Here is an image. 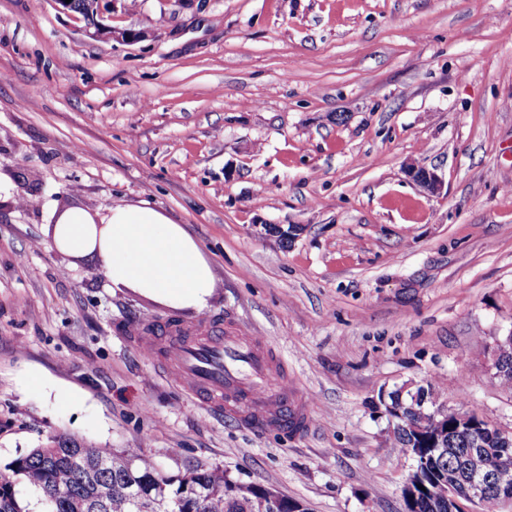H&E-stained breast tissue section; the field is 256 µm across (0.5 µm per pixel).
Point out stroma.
Returning <instances> with one entry per match:
<instances>
[{
  "mask_svg": "<svg viewBox=\"0 0 512 512\" xmlns=\"http://www.w3.org/2000/svg\"><path fill=\"white\" fill-rule=\"evenodd\" d=\"M118 201L195 238L207 316L286 361L308 429L204 409L143 355L131 326L197 313L54 244L57 215ZM511 333L512 0H112L95 22L0 0V468L68 435L405 512L381 395L428 386L512 431Z\"/></svg>",
  "mask_w": 512,
  "mask_h": 512,
  "instance_id": "obj_1",
  "label": "stroma"
}]
</instances>
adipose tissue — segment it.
I'll return each mask as SVG.
<instances>
[{
	"label": "adipose tissue",
	"instance_id": "obj_1",
	"mask_svg": "<svg viewBox=\"0 0 512 512\" xmlns=\"http://www.w3.org/2000/svg\"><path fill=\"white\" fill-rule=\"evenodd\" d=\"M54 243L73 255H94L115 288L199 313L210 304L209 261L182 225L154 207L113 203L101 225L86 212H67L55 226Z\"/></svg>",
	"mask_w": 512,
	"mask_h": 512
}]
</instances>
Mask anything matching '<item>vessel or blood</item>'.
<instances>
[{
	"mask_svg": "<svg viewBox=\"0 0 512 512\" xmlns=\"http://www.w3.org/2000/svg\"><path fill=\"white\" fill-rule=\"evenodd\" d=\"M163 331L158 338L143 326L131 329L144 353L165 357L169 379L202 403L224 407L259 428L296 432L309 425L304 400L273 382L286 376L284 365L257 338L239 335L213 317L189 325L167 324Z\"/></svg>",
	"mask_w": 512,
	"mask_h": 512,
	"instance_id": "vessel-or-blood-1",
	"label": "vessel or blood"
}]
</instances>
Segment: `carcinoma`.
Segmentation results:
<instances>
[{"label": "carcinoma", "mask_w": 512, "mask_h": 512, "mask_svg": "<svg viewBox=\"0 0 512 512\" xmlns=\"http://www.w3.org/2000/svg\"><path fill=\"white\" fill-rule=\"evenodd\" d=\"M71 10L94 19L98 0H71ZM496 378L512 389V354L500 358ZM388 413L395 417L393 434L404 448L428 456L417 497L409 512H460L448 499V473L477 469L491 482L477 504L478 512H502L504 497L512 495V443L488 427L474 409H461L478 434L483 451L471 455L470 436L457 429L455 420L438 431L429 407L412 403L409 394H388ZM0 473V512H29L17 497L11 477L22 476L35 488L49 512H262V488L231 485L219 468L195 467L181 476H167L140 448H96L70 436H56L32 448ZM141 496L136 498L131 485Z\"/></svg>", "instance_id": "cac0c4a2"}]
</instances>
